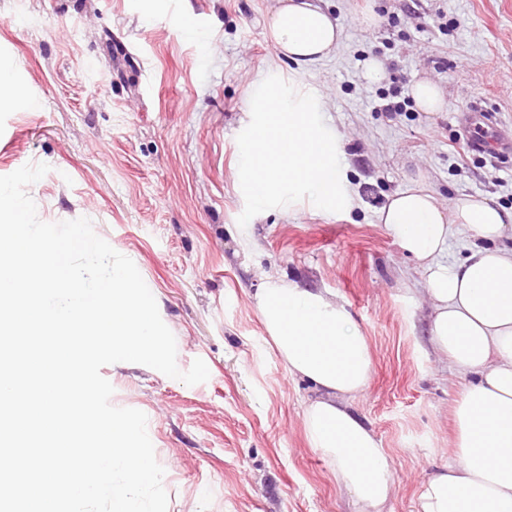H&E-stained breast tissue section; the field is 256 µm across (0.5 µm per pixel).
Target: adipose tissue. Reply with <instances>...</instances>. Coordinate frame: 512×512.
<instances>
[{
	"label": "adipose tissue",
	"instance_id": "1",
	"mask_svg": "<svg viewBox=\"0 0 512 512\" xmlns=\"http://www.w3.org/2000/svg\"><path fill=\"white\" fill-rule=\"evenodd\" d=\"M337 21L315 0H276L267 36L299 65L329 56ZM387 232L410 258L429 301L430 341L460 379L453 409V455L424 484L417 512H512V211L463 195L443 207L417 179L380 211ZM469 229L462 256L445 254L454 229ZM251 303L291 378L313 397L302 408L311 448L326 458L356 512H387L392 460L352 408L373 369L368 336L335 295L266 279Z\"/></svg>",
	"mask_w": 512,
	"mask_h": 512
}]
</instances>
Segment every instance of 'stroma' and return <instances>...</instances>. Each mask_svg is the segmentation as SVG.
I'll list each match as a JSON object with an SVG mask.
<instances>
[{"label": "stroma", "mask_w": 512, "mask_h": 512, "mask_svg": "<svg viewBox=\"0 0 512 512\" xmlns=\"http://www.w3.org/2000/svg\"><path fill=\"white\" fill-rule=\"evenodd\" d=\"M274 4L0 0V56L37 102L0 106V175L49 165L26 188L39 219L88 218L155 289L179 369L198 358L209 369L193 386L141 364L101 370L113 406L147 416L167 512H352L304 438L312 392L266 346L251 305L269 275L335 294L369 336L374 374L354 407L393 460L390 512H416L448 460L460 384L432 350L427 304L404 299L417 276L378 216L420 177L443 205L480 194L512 209V152L485 163L458 121L486 112L512 127V0H321L340 44L303 68L265 35ZM372 58L384 69L375 83ZM271 74L318 93L356 204L302 200L241 229L237 136ZM420 79L442 87V111H377L381 93Z\"/></svg>", "instance_id": "1"}]
</instances>
